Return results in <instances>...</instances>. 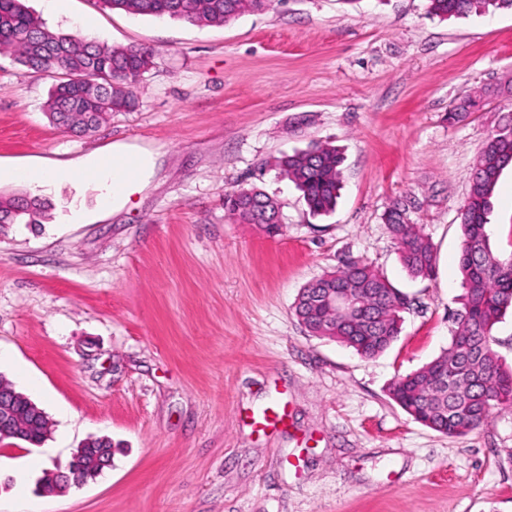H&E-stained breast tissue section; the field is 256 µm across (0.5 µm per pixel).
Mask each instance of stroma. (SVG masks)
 <instances>
[{"label": "stroma", "mask_w": 512, "mask_h": 512, "mask_svg": "<svg viewBox=\"0 0 512 512\" xmlns=\"http://www.w3.org/2000/svg\"><path fill=\"white\" fill-rule=\"evenodd\" d=\"M54 29L151 50L138 105L88 135L53 125L56 81L0 55V169L67 170L119 150L152 174L128 201L95 183L0 181L49 204L0 227V375L46 412L33 446L0 441V512H512V406L450 437L413 420L391 382L448 345L462 292L458 209L486 136L512 115V12L442 20L428 0H275L199 27L68 0ZM478 104L458 123L448 114ZM328 141L333 212L310 215L275 167ZM278 200L282 229L233 222L226 195ZM414 202L438 257L411 279L384 222ZM488 232L512 252V170ZM373 263L411 301L367 359L309 335L299 290L342 260ZM281 421L258 426L264 413ZM91 436L111 467L37 493Z\"/></svg>", "instance_id": "obj_1"}]
</instances>
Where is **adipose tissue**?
Returning <instances> with one entry per match:
<instances>
[{"instance_id":"obj_1","label":"adipose tissue","mask_w":512,"mask_h":512,"mask_svg":"<svg viewBox=\"0 0 512 512\" xmlns=\"http://www.w3.org/2000/svg\"><path fill=\"white\" fill-rule=\"evenodd\" d=\"M151 163L144 156L122 151L90 158L83 166L65 171V178L94 181L105 187V198L126 200L149 175Z\"/></svg>"}]
</instances>
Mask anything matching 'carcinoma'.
I'll return each instance as SVG.
<instances>
[{"instance_id":"cac0c4a2","label":"carcinoma","mask_w":512,"mask_h":512,"mask_svg":"<svg viewBox=\"0 0 512 512\" xmlns=\"http://www.w3.org/2000/svg\"><path fill=\"white\" fill-rule=\"evenodd\" d=\"M103 7L140 16L168 17L196 26L224 25L246 13L269 10L274 0H99ZM429 13L441 18L512 10V0H428ZM32 69L60 74L46 102L57 127L84 134L114 112L137 104L136 87L153 64L144 48L84 41L56 31L29 12L22 0H0V54ZM342 157L329 142H315L277 160L280 175L301 191L312 215L331 213L342 184ZM512 165V122L491 135L477 153L469 194L460 208L462 227L457 327L446 348L421 368L400 375L389 387L392 400L415 421L448 436L468 434L492 411L512 403V366L495 349L494 326L512 308V253L493 249L488 215L498 179ZM49 204L38 197L0 196V221L39 224ZM229 215L243 224L279 231L278 203L252 188L224 199ZM399 258L415 279L431 277L436 251L410 207L396 202L385 213ZM348 288L356 308L332 315L322 304L329 294ZM410 300L371 263L350 260L309 282L298 293L293 312L312 336L336 341L365 358L386 351L401 332L402 313ZM22 436L41 442L46 421L24 406L17 415ZM112 455V440L92 437L84 445L81 476L98 477L101 461Z\"/></svg>"}]
</instances>
